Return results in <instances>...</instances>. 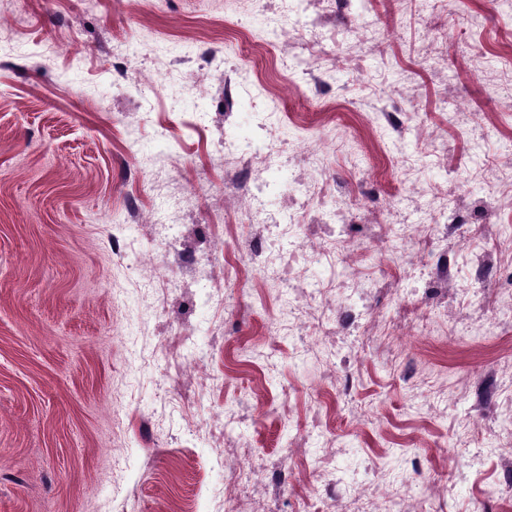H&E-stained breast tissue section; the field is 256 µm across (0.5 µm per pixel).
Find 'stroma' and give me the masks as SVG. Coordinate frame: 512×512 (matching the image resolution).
I'll return each instance as SVG.
<instances>
[{
    "label": "stroma",
    "instance_id": "35a3bbf8",
    "mask_svg": "<svg viewBox=\"0 0 512 512\" xmlns=\"http://www.w3.org/2000/svg\"><path fill=\"white\" fill-rule=\"evenodd\" d=\"M305 8L310 44L280 0H0V15L24 19L0 28V512H224L228 434L266 474L234 512H331L309 483L326 455L340 494L375 490L380 469L415 471L439 490L403 512H512L498 457L512 440V296H494L506 280L475 260L497 244L495 213L469 221L491 188L466 183L467 169L508 156L512 84L475 75L458 45L464 25L475 50L511 56L512 7L368 0L396 38L363 53L336 39L355 13ZM441 22L448 40L424 58L419 32ZM120 41L135 56H113ZM313 49L333 73L309 71ZM460 100L490 132L458 166L464 138L448 117ZM245 133L282 143L287 174L240 173L269 185L275 234L283 213L312 224L322 212L296 188L312 174L295 157L302 137L338 142L328 184L354 190L369 170L380 196L359 220H414L431 193L460 198L463 224L438 227L427 266L407 277L394 275L387 232L351 266L315 268L352 280L351 303L382 319L332 332L328 362L308 355V332L268 333L308 294L247 265L225 285L216 263L251 217L220 195L209 160ZM162 170L189 190L171 243L152 226ZM440 264L453 278L430 287ZM172 276L178 288L158 294ZM412 297L429 330L403 352L388 333L410 320ZM293 438L281 484L270 475Z\"/></svg>",
    "mask_w": 512,
    "mask_h": 512
}]
</instances>
